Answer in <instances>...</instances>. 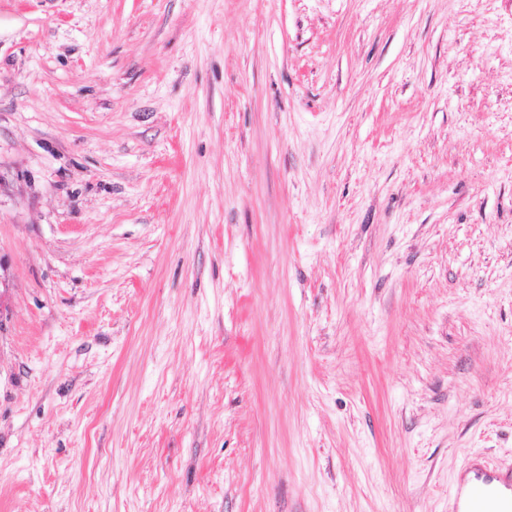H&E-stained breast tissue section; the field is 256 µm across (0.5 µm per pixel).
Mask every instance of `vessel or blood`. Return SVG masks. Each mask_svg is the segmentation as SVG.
<instances>
[{
  "mask_svg": "<svg viewBox=\"0 0 512 512\" xmlns=\"http://www.w3.org/2000/svg\"><path fill=\"white\" fill-rule=\"evenodd\" d=\"M456 512H512V465L489 471L474 466L460 479Z\"/></svg>",
  "mask_w": 512,
  "mask_h": 512,
  "instance_id": "obj_1",
  "label": "vessel or blood"
}]
</instances>
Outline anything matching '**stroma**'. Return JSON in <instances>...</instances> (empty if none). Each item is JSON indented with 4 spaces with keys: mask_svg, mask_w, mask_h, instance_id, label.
Returning a JSON list of instances; mask_svg holds the SVG:
<instances>
[{
    "mask_svg": "<svg viewBox=\"0 0 512 512\" xmlns=\"http://www.w3.org/2000/svg\"><path fill=\"white\" fill-rule=\"evenodd\" d=\"M512 465V0H0V512H455Z\"/></svg>",
    "mask_w": 512,
    "mask_h": 512,
    "instance_id": "1",
    "label": "stroma"
}]
</instances>
